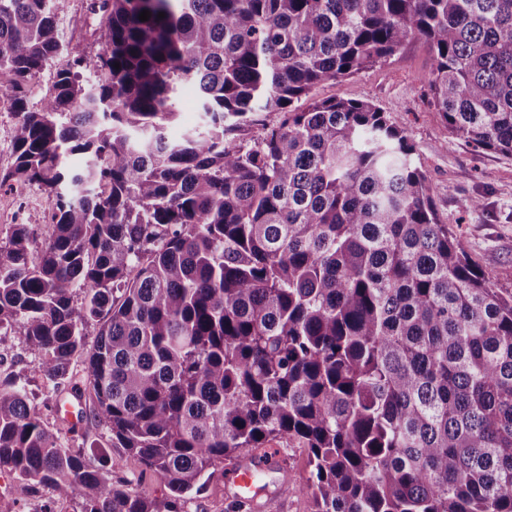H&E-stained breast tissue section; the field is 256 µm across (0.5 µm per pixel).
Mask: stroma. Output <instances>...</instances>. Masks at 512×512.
Wrapping results in <instances>:
<instances>
[{
	"instance_id": "stroma-1",
	"label": "stroma",
	"mask_w": 512,
	"mask_h": 512,
	"mask_svg": "<svg viewBox=\"0 0 512 512\" xmlns=\"http://www.w3.org/2000/svg\"><path fill=\"white\" fill-rule=\"evenodd\" d=\"M90 0H68L58 31L68 53L96 54L101 42L99 22L89 12ZM431 56L423 40H410L386 62L350 77L315 87L311 98L360 99L379 106L389 123L402 130L414 149V160L426 174L430 194L442 223L457 226L467 240L472 260L489 270L499 288L512 289V156L475 150L457 136L435 112L427 75ZM52 209L38 185L0 187V237L11 225L27 224L34 251L44 247ZM26 386L34 396L30 406L44 427L69 447H86L88 468L110 458L113 484L144 498H161L164 482L133 456L113 447L106 424L88 399H81V417L70 426L55 405L68 389L88 386L84 354L72 357L60 383L47 381L38 360L15 336L0 335V383ZM280 470L263 478L267 488L258 501L242 503L224 493V474L216 472L205 490L184 499L182 512H307L308 451L293 443H274ZM74 499L59 496L51 486L31 491L25 481L0 473V512H75Z\"/></svg>"
}]
</instances>
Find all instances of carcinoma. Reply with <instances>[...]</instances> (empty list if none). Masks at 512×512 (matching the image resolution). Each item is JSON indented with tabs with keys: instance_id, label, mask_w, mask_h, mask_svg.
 <instances>
[{
	"instance_id": "obj_1",
	"label": "carcinoma",
	"mask_w": 512,
	"mask_h": 512,
	"mask_svg": "<svg viewBox=\"0 0 512 512\" xmlns=\"http://www.w3.org/2000/svg\"><path fill=\"white\" fill-rule=\"evenodd\" d=\"M66 2L0 0L17 117L0 186L34 183L52 209L38 262L30 225L0 241V333L56 382L95 323L91 400L167 494L86 468L13 384L0 471L79 512H181L285 441L309 451V512H512V291L439 221L385 113L307 100L419 38L448 128L512 155V0H90L99 52L66 59L33 109ZM185 86L200 123L171 137Z\"/></svg>"
}]
</instances>
